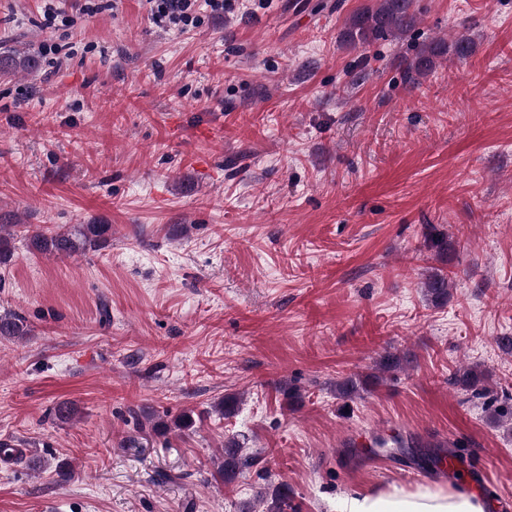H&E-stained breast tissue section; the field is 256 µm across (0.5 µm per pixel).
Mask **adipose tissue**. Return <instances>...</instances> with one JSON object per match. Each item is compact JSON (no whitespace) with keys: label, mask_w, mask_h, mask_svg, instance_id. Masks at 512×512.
Segmentation results:
<instances>
[{"label":"adipose tissue","mask_w":512,"mask_h":512,"mask_svg":"<svg viewBox=\"0 0 512 512\" xmlns=\"http://www.w3.org/2000/svg\"><path fill=\"white\" fill-rule=\"evenodd\" d=\"M482 499L463 488L422 485L408 491L390 486L382 491H351L343 512H485Z\"/></svg>","instance_id":"ef3b65f1"}]
</instances>
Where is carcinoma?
<instances>
[{"label": "carcinoma", "instance_id": "1", "mask_svg": "<svg viewBox=\"0 0 512 512\" xmlns=\"http://www.w3.org/2000/svg\"><path fill=\"white\" fill-rule=\"evenodd\" d=\"M414 0H376L375 5L367 6L354 12L341 32L340 41L350 47L365 46L379 38L400 37L406 35L417 22V15L413 11ZM453 52L459 58L468 56L472 52V42L468 38L457 40L450 46L444 41L429 44L417 53L406 68L407 79L415 81L435 65V58ZM31 67V60L27 57L15 55L6 58L0 57V72H15L20 68ZM30 234V245L33 250L44 255H54L60 258L68 257L79 252L95 250L107 244L112 238V225L110 224H77L70 229H60L49 234L43 231L30 232L25 224H0V265L10 262L12 256V242L18 233ZM449 278L447 275L434 272L427 280V292L434 300H442L448 296ZM29 334L25 318L18 312L6 310L0 313V337L3 339L21 338ZM403 358L392 352H387L376 360V369L384 374L401 369ZM379 380L373 374H353L336 382V394L343 399H352L366 390L371 384ZM453 384L460 386L475 399H482L489 395L488 375L486 371L477 366L464 367L453 374ZM182 431L195 428L196 420L190 413L177 416L173 424L160 422L154 427L159 434L166 433L170 426ZM258 461L255 453L244 450L235 440L224 445V462L217 469L219 476L227 479L253 468ZM291 507L288 485L277 487L271 496L266 512H288Z\"/></svg>", "mask_w": 512, "mask_h": 512}]
</instances>
